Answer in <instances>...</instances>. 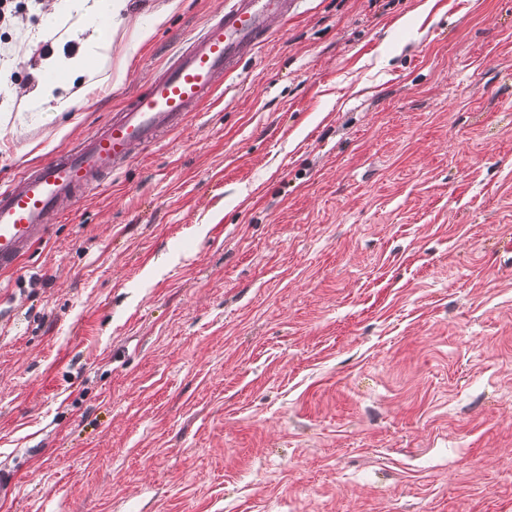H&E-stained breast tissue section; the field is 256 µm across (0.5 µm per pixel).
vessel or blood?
<instances>
[{"instance_id":"1","label":"vessel or blood","mask_w":512,"mask_h":512,"mask_svg":"<svg viewBox=\"0 0 512 512\" xmlns=\"http://www.w3.org/2000/svg\"><path fill=\"white\" fill-rule=\"evenodd\" d=\"M288 0H235L206 23L187 49L148 88L91 138L28 166L0 191V269L13 267L39 240L63 202L124 163L133 146L150 144L179 126L187 112L214 93L220 79L265 34Z\"/></svg>"}]
</instances>
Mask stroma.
Segmentation results:
<instances>
[{
  "label": "stroma",
  "mask_w": 512,
  "mask_h": 512,
  "mask_svg": "<svg viewBox=\"0 0 512 512\" xmlns=\"http://www.w3.org/2000/svg\"><path fill=\"white\" fill-rule=\"evenodd\" d=\"M233 0H27L0 190ZM0 271V512H512V0H292ZM107 37L62 89L51 64Z\"/></svg>",
  "instance_id": "stroma-1"
}]
</instances>
